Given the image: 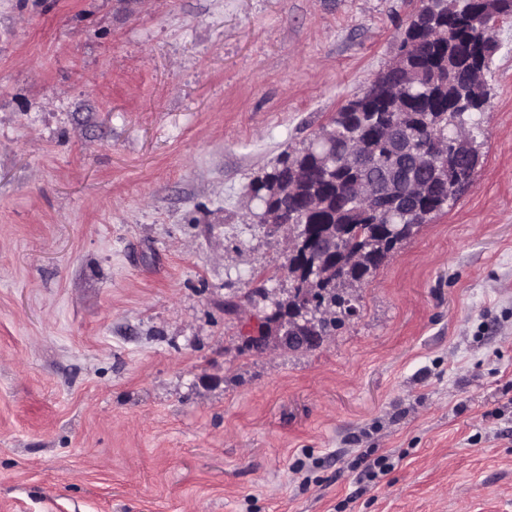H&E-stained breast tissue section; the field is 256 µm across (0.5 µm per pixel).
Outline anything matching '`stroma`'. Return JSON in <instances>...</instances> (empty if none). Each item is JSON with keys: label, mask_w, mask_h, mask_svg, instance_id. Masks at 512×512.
<instances>
[{"label": "stroma", "mask_w": 512, "mask_h": 512, "mask_svg": "<svg viewBox=\"0 0 512 512\" xmlns=\"http://www.w3.org/2000/svg\"><path fill=\"white\" fill-rule=\"evenodd\" d=\"M410 10L0 0V512H512V19L471 187L319 347L246 344L289 287L248 186Z\"/></svg>", "instance_id": "obj_1"}]
</instances>
